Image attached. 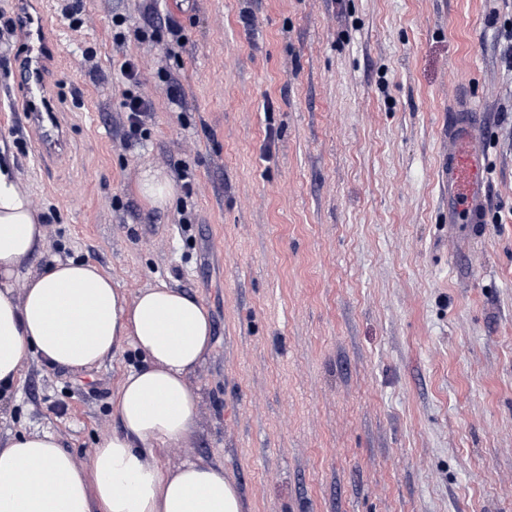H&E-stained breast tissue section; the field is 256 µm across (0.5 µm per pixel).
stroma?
<instances>
[{
  "label": "stroma",
  "mask_w": 512,
  "mask_h": 512,
  "mask_svg": "<svg viewBox=\"0 0 512 512\" xmlns=\"http://www.w3.org/2000/svg\"><path fill=\"white\" fill-rule=\"evenodd\" d=\"M78 64L51 73L69 145L39 156L6 84L0 159L47 229L29 262L90 261L127 296L165 281L207 308L195 431L165 465L220 461L243 512H512V0H51ZM125 22L116 27L114 16ZM175 19L179 34L165 22ZM154 110L126 139L124 57ZM482 101L492 220L448 221V105ZM149 166L192 195L134 193ZM144 357L33 359L0 440L86 458Z\"/></svg>",
  "instance_id": "35a3bbf8"
}]
</instances>
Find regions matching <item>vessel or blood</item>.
Segmentation results:
<instances>
[{
	"label": "vessel or blood",
	"instance_id": "b4317fda",
	"mask_svg": "<svg viewBox=\"0 0 512 512\" xmlns=\"http://www.w3.org/2000/svg\"><path fill=\"white\" fill-rule=\"evenodd\" d=\"M15 22L25 44L14 65L16 109L34 132L40 153L58 156L66 147V138L51 108L47 76L50 70L67 66L71 56L53 31L48 0H21ZM483 118V108L476 103L455 109L448 117V150L440 172L448 181V221L452 224L485 223L490 209L480 134Z\"/></svg>",
	"mask_w": 512,
	"mask_h": 512
}]
</instances>
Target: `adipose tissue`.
Here are the masks:
<instances>
[{
    "label": "adipose tissue",
    "instance_id": "1",
    "mask_svg": "<svg viewBox=\"0 0 512 512\" xmlns=\"http://www.w3.org/2000/svg\"><path fill=\"white\" fill-rule=\"evenodd\" d=\"M150 209L172 206L177 188L145 169L135 186ZM46 248L30 192L0 162V390L32 356L82 370L131 346L145 364L124 375L112 405L121 422L83 460L50 433H23L0 445V512H243L223 465L186 461L168 468L160 449L183 447L195 430L199 396L188 375L211 344L206 307L166 283L127 297L90 262L28 263Z\"/></svg>",
    "mask_w": 512,
    "mask_h": 512
}]
</instances>
